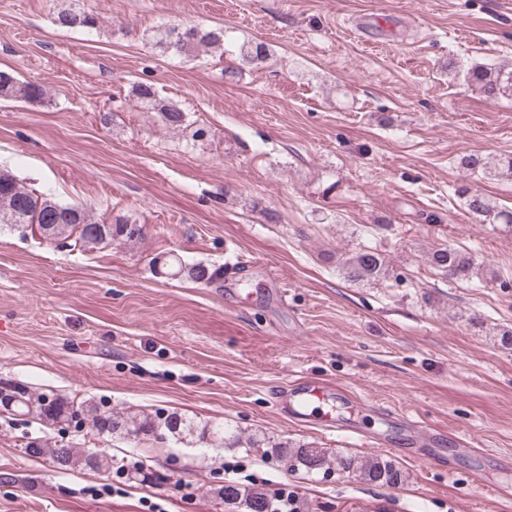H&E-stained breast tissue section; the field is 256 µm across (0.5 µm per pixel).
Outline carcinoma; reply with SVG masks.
I'll list each match as a JSON object with an SVG mask.
<instances>
[{
	"mask_svg": "<svg viewBox=\"0 0 512 512\" xmlns=\"http://www.w3.org/2000/svg\"><path fill=\"white\" fill-rule=\"evenodd\" d=\"M53 22L62 28L81 27L95 29L98 16L81 11L72 5L57 8ZM155 44L185 56L197 57L202 53L224 48V30H204L196 25L169 24L158 28L154 34ZM465 77L471 86L488 98L512 91V69L491 68L475 65L467 69ZM143 111L156 112L164 125L181 130L186 124V114L181 108L160 98L154 88L140 84L135 88ZM44 89L28 82H21L12 74L0 71V98L39 100ZM465 199L473 219L479 224H512V210L499 208L490 200L466 187L458 188ZM0 224H36L39 232L56 246L72 250L91 246L105 247L120 240H130L140 235V228L133 224H107L97 220L81 206H64L48 194L40 193L19 182L12 174L0 170ZM427 261L430 266L450 279H470L475 269V259L469 253L448 246L432 250ZM158 273L172 279H189L202 285H211L223 280L224 269L207 265L186 264L177 257L161 256L154 260ZM349 277L376 280L386 274L385 260L377 251L363 247L345 262ZM0 412L15 416H30L50 426L83 425L84 416L91 415V427L97 434L109 438L137 439L141 436L165 437L170 435L182 440L188 436L214 448H258L260 441L245 438L227 425L198 427L177 412H158L145 415L136 412H112L98 410L92 406L83 410L58 396L33 395L19 385L0 388ZM26 451L35 457L45 456L64 467H88L108 469L112 467V456L103 448L81 450L56 445L46 448L39 443H30ZM275 452L288 461L293 471L303 470L310 475L327 476L332 472L353 474L367 484L395 487L403 482L402 471L391 461L378 457L361 459L357 456L333 454L325 448L289 441L275 445ZM217 496L224 504L239 512H272V494L264 490H244L233 484H224L217 489Z\"/></svg>",
	"mask_w": 512,
	"mask_h": 512,
	"instance_id": "cac0c4a2",
	"label": "carcinoma"
}]
</instances>
